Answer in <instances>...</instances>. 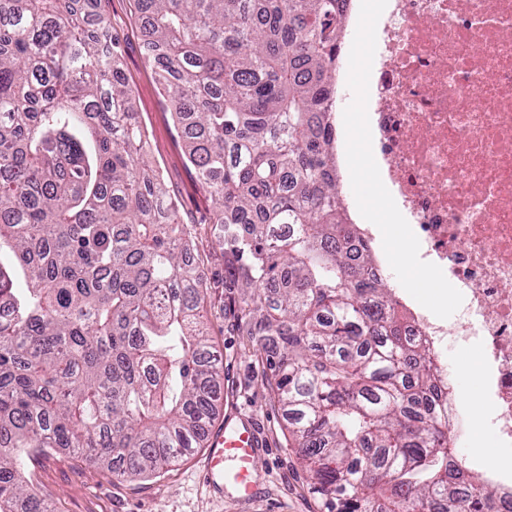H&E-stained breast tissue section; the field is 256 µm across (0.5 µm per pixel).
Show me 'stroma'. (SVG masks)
I'll return each mask as SVG.
<instances>
[{"instance_id":"obj_1","label":"stroma","mask_w":512,"mask_h":512,"mask_svg":"<svg viewBox=\"0 0 512 512\" xmlns=\"http://www.w3.org/2000/svg\"><path fill=\"white\" fill-rule=\"evenodd\" d=\"M102 8L120 39V67L133 90L138 117L146 131L147 159L177 204L178 220L191 233L196 262L210 286L208 331L224 362L220 389L223 411L213 427L223 428L229 406L253 425L260 441L255 462L260 493L247 503L210 497L200 482L197 460L203 451L199 448L173 470L145 481L119 482L107 470L51 450L26 461L24 476L44 493L52 512H325L307 472L288 444V423L274 406L266 384L269 369L265 356L242 334L237 309L240 291L223 285L224 248L213 232L212 204L187 159L186 143L170 101L147 62L148 32L137 2L103 0ZM368 38L365 29L346 34L353 60L350 71L341 73L338 79L337 111L352 110L367 88L372 65ZM348 140L361 170L354 173L341 169L342 192L345 199L360 203L371 223L379 224L392 256L390 277L409 285L410 309L427 310L445 322H453L456 311L452 288L445 281L421 275L410 259L413 243L409 228L390 218L393 205L381 174L371 169L369 131L361 118H353ZM443 354L448 362L446 374L456 388V401L474 402L481 390L474 355L451 342L444 346Z\"/></svg>"}]
</instances>
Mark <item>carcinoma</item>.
<instances>
[{
    "label": "carcinoma",
    "mask_w": 512,
    "mask_h": 512,
    "mask_svg": "<svg viewBox=\"0 0 512 512\" xmlns=\"http://www.w3.org/2000/svg\"><path fill=\"white\" fill-rule=\"evenodd\" d=\"M100 2L0 0V512H51L20 477L26 448L148 479L219 413L206 276ZM137 2L326 512H496L455 454L430 349L351 245L333 121L351 0Z\"/></svg>",
    "instance_id": "carcinoma-1"
}]
</instances>
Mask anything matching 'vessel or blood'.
I'll return each instance as SVG.
<instances>
[{"instance_id":"1","label":"vessel or blood","mask_w":512,"mask_h":512,"mask_svg":"<svg viewBox=\"0 0 512 512\" xmlns=\"http://www.w3.org/2000/svg\"><path fill=\"white\" fill-rule=\"evenodd\" d=\"M258 448V436L251 425L229 423L215 431L201 460L204 485L238 501L255 498Z\"/></svg>"}]
</instances>
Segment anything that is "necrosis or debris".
<instances>
[{
	"label": "necrosis or debris",
	"mask_w": 512,
	"mask_h": 512,
	"mask_svg": "<svg viewBox=\"0 0 512 512\" xmlns=\"http://www.w3.org/2000/svg\"><path fill=\"white\" fill-rule=\"evenodd\" d=\"M370 39L373 162L415 259L458 289L445 327L414 336L475 348L481 421L512 457V0H386Z\"/></svg>",
	"instance_id": "1"
}]
</instances>
